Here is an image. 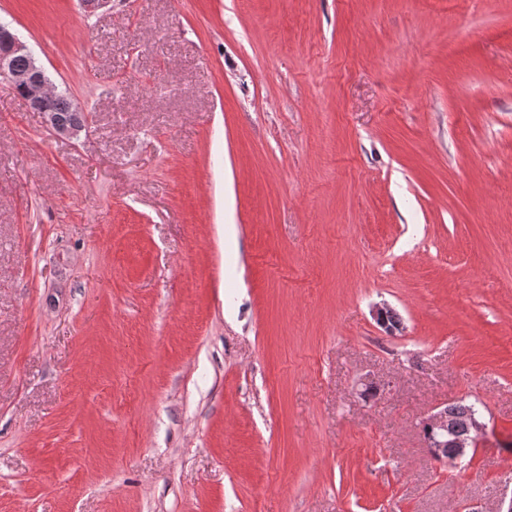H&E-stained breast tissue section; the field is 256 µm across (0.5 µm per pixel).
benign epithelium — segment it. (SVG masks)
I'll list each match as a JSON object with an SVG mask.
<instances>
[{
    "label": "benign epithelium",
    "instance_id": "obj_1",
    "mask_svg": "<svg viewBox=\"0 0 512 512\" xmlns=\"http://www.w3.org/2000/svg\"><path fill=\"white\" fill-rule=\"evenodd\" d=\"M26 58L29 68L19 71L14 66V60ZM0 77L7 80L13 87H21L22 99L30 109L43 115L46 125L57 135L77 139L86 130L89 116L77 105H72V111L78 112L82 118L72 123L59 121L45 108L49 99L57 95V88L46 76L43 67L38 63L31 49L22 42L15 33L4 23H0ZM471 425L467 433L452 439L453 447L457 448L458 458L466 456L468 449L477 445L484 435V424L479 420L477 412H472Z\"/></svg>",
    "mask_w": 512,
    "mask_h": 512
}]
</instances>
